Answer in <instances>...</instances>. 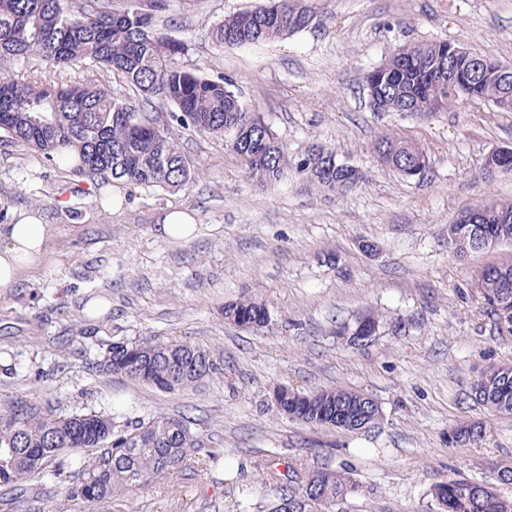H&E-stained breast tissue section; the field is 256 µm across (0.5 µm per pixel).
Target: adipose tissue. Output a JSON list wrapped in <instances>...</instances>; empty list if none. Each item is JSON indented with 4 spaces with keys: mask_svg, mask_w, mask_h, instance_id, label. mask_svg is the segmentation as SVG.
Listing matches in <instances>:
<instances>
[{
    "mask_svg": "<svg viewBox=\"0 0 512 512\" xmlns=\"http://www.w3.org/2000/svg\"><path fill=\"white\" fill-rule=\"evenodd\" d=\"M48 236V225L35 211L24 213L18 223L0 226V288L12 287L40 259Z\"/></svg>",
    "mask_w": 512,
    "mask_h": 512,
    "instance_id": "1",
    "label": "adipose tissue"
}]
</instances>
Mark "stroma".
I'll use <instances>...</instances> for the list:
<instances>
[{
    "label": "stroma",
    "mask_w": 512,
    "mask_h": 512,
    "mask_svg": "<svg viewBox=\"0 0 512 512\" xmlns=\"http://www.w3.org/2000/svg\"><path fill=\"white\" fill-rule=\"evenodd\" d=\"M263 3L157 0L152 16L184 43L181 66L223 76L290 160L329 145L365 175L361 187L329 193L293 169L261 183L205 132L182 134L195 176L177 190L93 184L0 140V225L32 209L50 226L42 260L0 288V411L94 410L120 425L185 413L210 440L183 470L109 503L86 507L47 483L45 512H256L266 464L349 472L362 490L336 512H433L436 482H490V464L512 468V415L468 396L483 369L512 363V337L497 335L472 290L477 270L512 263V243L461 258L448 248L459 212L512 201V176L486 168L490 152L512 147V112L479 100L424 119L375 112L364 89L367 72L410 43L444 39L512 65V0H311L313 24L286 39L223 48L207 37ZM385 134L424 148V176L378 162ZM112 187L127 197L122 212L102 205ZM172 206L194 211L192 239L158 234ZM93 297L109 303L94 320L83 312ZM242 298L265 305L264 327L225 321V304ZM369 310L376 335L351 344L340 327ZM145 337L192 342L219 369L175 393L93 369L109 341ZM279 385L363 391L382 421L365 433L293 421L273 405ZM474 420L487 424L485 443L449 445V431Z\"/></svg>",
    "instance_id": "35a3bbf8"
}]
</instances>
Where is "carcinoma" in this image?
<instances>
[{
  "label": "carcinoma",
  "instance_id": "carcinoma-1",
  "mask_svg": "<svg viewBox=\"0 0 512 512\" xmlns=\"http://www.w3.org/2000/svg\"><path fill=\"white\" fill-rule=\"evenodd\" d=\"M316 19L307 0H270L212 25L208 34L220 47H243L285 39ZM185 45L171 39L139 5L116 10L112 0H0V136L46 160L68 166L94 183L122 180L175 190L193 175L180 133L194 129L229 136L226 147L248 173L263 183L280 180L288 155L264 119L248 111L224 83L200 70L181 67ZM34 60L26 77L10 63ZM448 41L410 44L392 53L365 76L375 112H408L417 117L446 112L480 100L494 111L512 112V79L487 78L448 90ZM106 70L137 92L118 99L94 79L72 81L71 74ZM172 106L173 112H163ZM381 164L405 176L428 167L416 143L388 134L374 145ZM321 188L349 192L362 182L359 171L337 168L336 152L323 145L293 163ZM483 237L512 242V202L476 206ZM474 290L497 334L512 337V264L485 267L474 274ZM224 319L258 329L267 322L262 304L241 299L224 306ZM379 325L372 312L343 328L350 336H370ZM95 369L125 376L161 392L196 386L218 365L209 351L187 341L144 338L107 344ZM471 398L492 414H512V363L495 364L471 385ZM277 411L317 428L355 432L382 419L366 393L342 386L306 393L288 390ZM191 417L158 413L120 427L105 412H44L35 406L0 414V506L30 512L27 490L46 479L65 484V496L94 505L132 490L145 489L207 447L190 428ZM487 436L483 421L462 424L448 444L479 445ZM496 482L450 477L430 490L435 512H512V498L496 484H512V469L492 467ZM359 491L346 474L328 467L304 471L289 467L272 499L258 512H335L336 504Z\"/></svg>",
  "mask_w": 512,
  "mask_h": 512
}]
</instances>
